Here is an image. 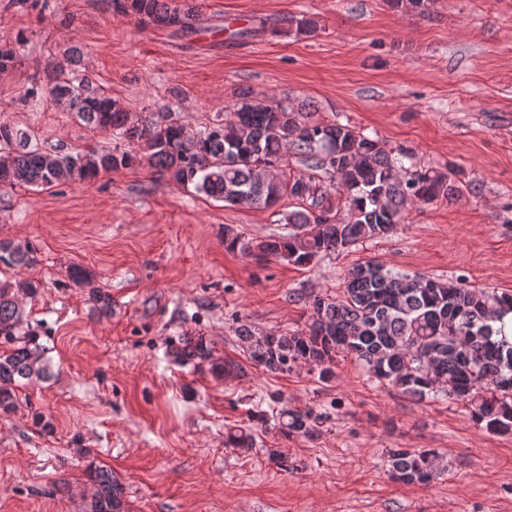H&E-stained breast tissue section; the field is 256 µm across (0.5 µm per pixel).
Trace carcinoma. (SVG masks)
Wrapping results in <instances>:
<instances>
[{
  "label": "carcinoma",
  "mask_w": 512,
  "mask_h": 512,
  "mask_svg": "<svg viewBox=\"0 0 512 512\" xmlns=\"http://www.w3.org/2000/svg\"><path fill=\"white\" fill-rule=\"evenodd\" d=\"M112 8L142 25L172 28L183 36L195 34L202 23L197 0H112ZM23 45L21 38L0 45V71L18 62ZM44 78L57 107L95 129L117 131L125 147L43 150L31 144L26 131L0 118L5 152L0 186L46 190L61 183L88 184L145 161L160 177L229 206L269 208L283 197L298 201L303 209L288 215L292 230L286 235L255 240L224 225V247L258 261L309 265L389 234L409 206L463 195L453 167L412 171L404 165L407 154L395 155L379 139L336 119L313 120L304 104L295 107L243 91L212 126L197 130L174 117L167 104L134 112L85 75L65 77L48 66ZM290 153L313 173L288 172ZM33 261L29 247L0 241V264ZM69 277L90 288L98 315H112V298L94 287L89 271L73 265ZM290 297L310 310L301 333L238 322L235 333L251 364L272 373L303 366L327 382L334 376L336 353L351 354L383 386L418 401H464L477 424L512 433V344L496 339L492 325L504 306L512 307L511 295H487L461 280L409 274L371 258L348 271L340 296L301 290ZM170 350L177 361L206 366L217 378L243 372L237 361L214 357L204 336H180ZM45 354L13 288L0 284V416L16 407L13 386L50 378ZM327 419L326 411L282 407L273 428L285 441L313 439ZM225 445L248 451L255 447V434L233 426ZM388 463L392 478L407 484H428L443 471L431 450L391 448ZM88 477L93 493L84 512H128L125 488L112 469L96 466Z\"/></svg>",
  "instance_id": "1"
}]
</instances>
